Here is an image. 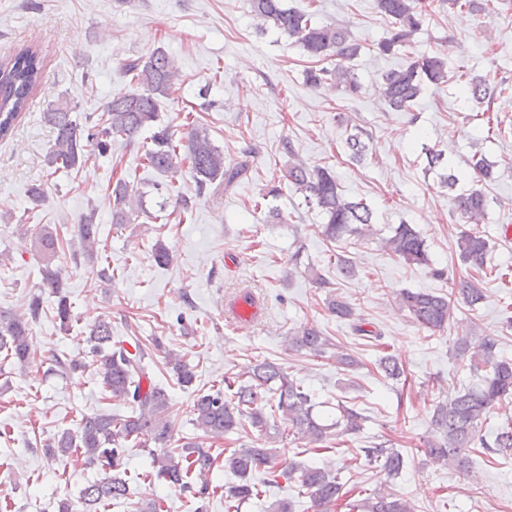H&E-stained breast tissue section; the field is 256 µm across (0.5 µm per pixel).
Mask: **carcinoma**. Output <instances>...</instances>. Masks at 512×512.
Here are the masks:
<instances>
[{
  "mask_svg": "<svg viewBox=\"0 0 512 512\" xmlns=\"http://www.w3.org/2000/svg\"><path fill=\"white\" fill-rule=\"evenodd\" d=\"M381 16L391 20L388 38L377 43L382 55H391L413 41L428 16L435 10L456 7L481 10L479 0H375ZM251 12L263 24L271 26L296 39L306 54L330 65L313 67L306 73V81L313 88L334 85L348 96L362 90L352 69V61L360 54L361 44L342 25L321 24L313 13L287 8L284 0H250ZM132 74L135 89L112 99L104 112L96 118L86 117L81 124L72 118L71 108L60 104L46 113V119L55 129V139L46 156L47 167L54 172L70 173L87 160L90 149L107 153L112 143L135 140L143 131H152L151 147L145 152V163L158 173H166L179 161L188 164L197 186V194H216L234 188L247 176L249 165L242 161L225 164L224 153L215 146L207 128L189 124L183 136L174 140V132L161 124V99L171 95L181 81L175 59L158 47L146 59L125 63ZM43 77V60L38 50L26 46L10 57L0 60V139L11 135L21 112L26 110L33 92ZM464 105L491 104L502 90L484 80L462 73L457 76ZM381 93L385 104L394 111H410L428 85L442 88L448 83V61L442 54L422 56L381 75ZM361 129L346 138L351 159H367L368 145ZM427 167L440 168L441 183L448 187L452 211L463 224L484 221L487 200L483 192L470 188L457 190L458 176L444 162L442 153L425 149ZM474 178L492 181L498 173V164L473 155L468 160ZM285 180L322 216L323 234L331 241L347 237L359 239L376 235L375 211L363 199L347 198L339 189L336 175L330 167L310 168L301 160L288 164ZM112 221L129 224L140 205L139 199L123 178L116 180L111 192ZM100 227L94 213L84 216L78 224L77 240L69 242V258H79L91 264L93 275L99 280H112V267L100 252ZM39 246L47 256L42 268L43 287L56 298L55 316L62 329L69 327L71 303L64 269L53 264L59 257L60 242L50 232H35ZM386 251L406 263L430 265L429 251L423 235L404 221L391 227L388 236L381 238ZM459 257L468 268L467 276L453 282L451 296L425 290L403 289L395 303L410 322L417 327L440 332L453 320L457 296L474 306L484 299L482 278L487 268L489 243L476 230H464L457 238ZM327 310L339 321L349 323L352 331L375 346L382 345V333L366 328L364 319L356 316L352 305L341 297L329 299ZM43 308L41 296H32L24 311L0 307V354L10 365L24 370L33 360L30 336L40 320ZM89 351L83 359L56 354L54 366L63 374H83L92 369L104 392L129 406L125 416L96 412L82 416L73 430L55 434L43 444L44 456L53 461L83 458L84 463L99 467L102 477L87 483L80 491L78 502L67 497L55 501V512H101L109 505L125 506L131 500L127 479L128 456L135 448L153 447L149 475L158 483L178 490L199 503L196 512H206V503L217 491L206 476L219 459L204 441L220 438L250 425L259 433L275 427L273 419L280 415L287 421L288 432L296 440L315 446L324 445L331 436L356 435L363 430L367 417L355 404L340 401L336 404V418L325 424L315 412L314 392L289 375L285 368L264 359L243 372L224 376V388L201 393L193 406V424L201 431L196 440L185 441L168 448L173 425L169 418V395L155 384L144 360L153 353L164 354L166 363L176 373L184 387L196 379L194 367L179 354L169 351L158 338L150 345L136 344L129 352L122 344L112 342V323L97 319L87 337ZM291 350L303 351L314 358H329L336 369L350 372L360 365L356 356L332 342V338L314 327H303L288 332ZM497 340L487 339L477 350H470L466 336L456 339L455 353L476 378L472 385L458 391L433 406L431 423L435 429L432 440L425 445L426 453L459 472L469 465V454L475 448L484 454L507 456L512 453V421L491 434L482 433V425L500 399L512 395V362L497 353ZM376 368L390 380H400L404 369L389 354L379 356ZM368 465L389 477L399 475L406 466L404 455L387 442L371 443L359 449ZM272 449L262 447L235 448L224 456V471L236 482L224 487L227 510H238L243 504L262 496L261 485L251 476L271 463ZM299 473L301 486L309 491L314 512H332L346 508L348 512H415L411 503L387 490L353 502L344 501L343 484L338 477L318 466H298L288 463L282 474L290 477Z\"/></svg>",
  "mask_w": 512,
  "mask_h": 512,
  "instance_id": "1",
  "label": "carcinoma"
}]
</instances>
